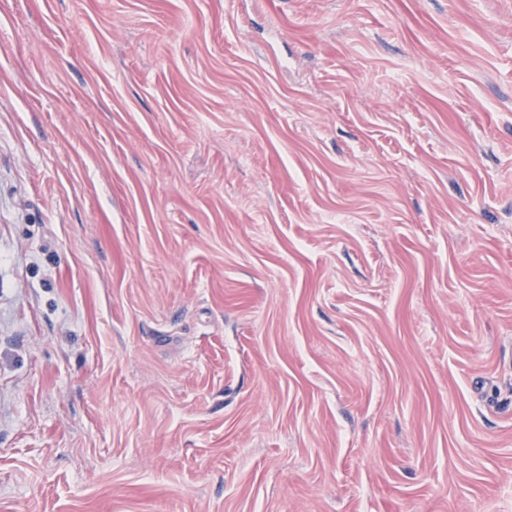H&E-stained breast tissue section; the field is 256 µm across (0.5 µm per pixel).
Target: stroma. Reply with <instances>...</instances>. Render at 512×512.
Returning a JSON list of instances; mask_svg holds the SVG:
<instances>
[{"mask_svg":"<svg viewBox=\"0 0 512 512\" xmlns=\"http://www.w3.org/2000/svg\"><path fill=\"white\" fill-rule=\"evenodd\" d=\"M0 512H512V0H0Z\"/></svg>","mask_w":512,"mask_h":512,"instance_id":"stroma-1","label":"stroma"}]
</instances>
